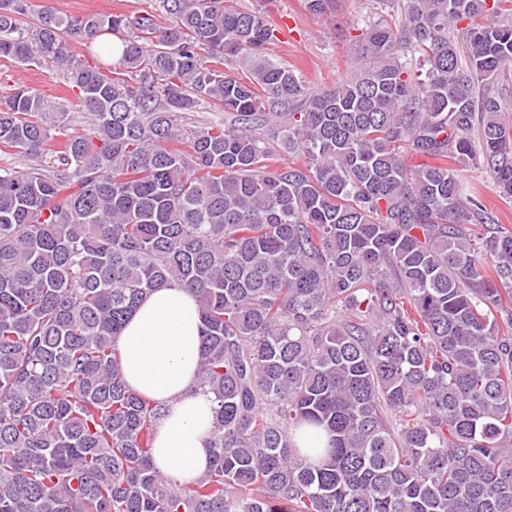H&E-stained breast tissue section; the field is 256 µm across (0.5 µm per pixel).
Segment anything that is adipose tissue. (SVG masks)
Wrapping results in <instances>:
<instances>
[{"mask_svg":"<svg viewBox=\"0 0 512 512\" xmlns=\"http://www.w3.org/2000/svg\"><path fill=\"white\" fill-rule=\"evenodd\" d=\"M200 334L194 297L174 284L148 295L117 340L128 386L161 407L153 463L182 485L211 460L216 404L197 380Z\"/></svg>","mask_w":512,"mask_h":512,"instance_id":"ef3b65f1","label":"adipose tissue"}]
</instances>
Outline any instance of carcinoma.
<instances>
[{"label": "carcinoma", "mask_w": 512, "mask_h": 512, "mask_svg": "<svg viewBox=\"0 0 512 512\" xmlns=\"http://www.w3.org/2000/svg\"><path fill=\"white\" fill-rule=\"evenodd\" d=\"M379 5L310 90L237 0L30 23L0 0V57L90 116L55 146L58 103L0 95V150L30 159L0 166V512H512V230L463 175L512 203V0ZM204 103L224 121L185 132ZM172 283L216 403L184 486L117 345Z\"/></svg>", "instance_id": "carcinoma-1"}]
</instances>
